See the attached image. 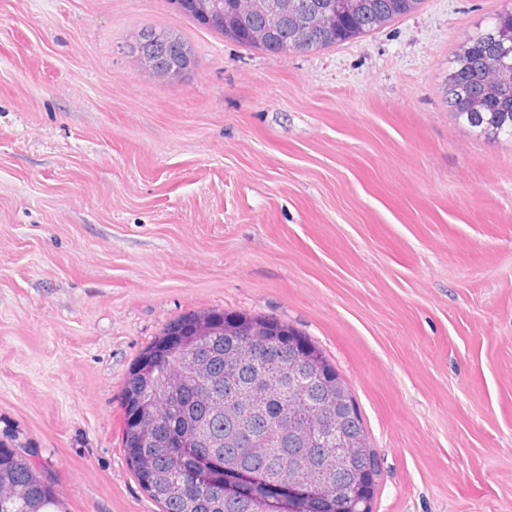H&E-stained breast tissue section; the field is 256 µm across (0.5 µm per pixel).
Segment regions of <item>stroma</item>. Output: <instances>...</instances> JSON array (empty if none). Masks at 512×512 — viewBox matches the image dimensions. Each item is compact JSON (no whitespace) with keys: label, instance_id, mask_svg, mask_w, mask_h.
Returning a JSON list of instances; mask_svg holds the SVG:
<instances>
[{"label":"stroma","instance_id":"obj_1","mask_svg":"<svg viewBox=\"0 0 512 512\" xmlns=\"http://www.w3.org/2000/svg\"><path fill=\"white\" fill-rule=\"evenodd\" d=\"M512 0H423L271 54L171 0H0V439L65 512H160L121 395L174 318L286 322L349 387L373 512H512V141L448 109ZM145 27L193 46L142 70ZM129 52L136 55L142 66L160 76L174 77L178 71L191 69L195 64V55L188 42L166 29H142Z\"/></svg>","mask_w":512,"mask_h":512}]
</instances>
